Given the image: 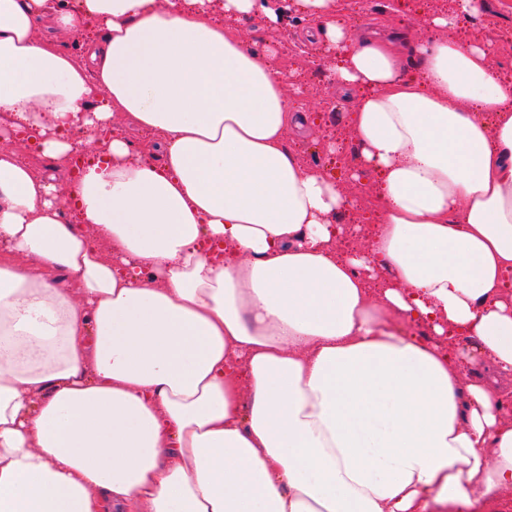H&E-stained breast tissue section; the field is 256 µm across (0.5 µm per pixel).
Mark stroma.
<instances>
[{"instance_id":"obj_1","label":"stroma","mask_w":512,"mask_h":512,"mask_svg":"<svg viewBox=\"0 0 512 512\" xmlns=\"http://www.w3.org/2000/svg\"><path fill=\"white\" fill-rule=\"evenodd\" d=\"M352 2L350 29L386 37L401 34L415 42H425L436 35L435 30L423 23L431 9H450L454 6V0H386L385 14L377 17L369 13L366 0ZM487 3L488 11L473 18L470 26L476 35L492 44L495 63L512 75V0H487ZM310 30L309 20L290 11L285 12L282 25L274 30L261 26L256 20L245 22L242 26L245 39L261 48L280 47L284 67H295L302 72L304 94L316 117L302 128L289 130V142L307 151L311 163L332 171L340 182L351 184L360 198L362 212L366 213L373 208L369 196L371 175L364 174L359 180H352L351 175L357 170L356 164L336 162L334 156L321 147L329 130L344 131L345 118L355 94L340 91L334 81L316 80L315 70L329 71L332 60L324 53L322 45L311 38Z\"/></svg>"}]
</instances>
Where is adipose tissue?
I'll return each instance as SVG.
<instances>
[{
	"label": "adipose tissue",
	"mask_w": 512,
	"mask_h": 512,
	"mask_svg": "<svg viewBox=\"0 0 512 512\" xmlns=\"http://www.w3.org/2000/svg\"><path fill=\"white\" fill-rule=\"evenodd\" d=\"M295 2L365 228L268 0H0V512H512V78L473 0L406 53ZM284 11L283 24L277 29L268 30L255 19L243 24V36L248 41L255 42L261 49L276 48V43L280 44L284 67H296L303 74L304 95L308 99L311 112L334 114L335 126H328L323 121H316L308 116V123L301 129L288 131V141L299 144L308 151L311 163L327 168L340 182L348 184L360 198L362 213L369 212L374 209L369 196L371 175L365 173L357 182H353L351 174L360 170L356 163L337 161L335 156L329 155L321 148V142L328 131H344L346 114L350 112L352 99L356 94L352 91L342 92L336 87L329 71L333 65L332 59L323 52L322 45L315 42V38H310L311 22L289 10ZM312 60L315 61V65L309 63ZM317 67L330 75L328 81L316 80L314 72Z\"/></svg>",
	"instance_id": "ef3b65f1"
}]
</instances>
